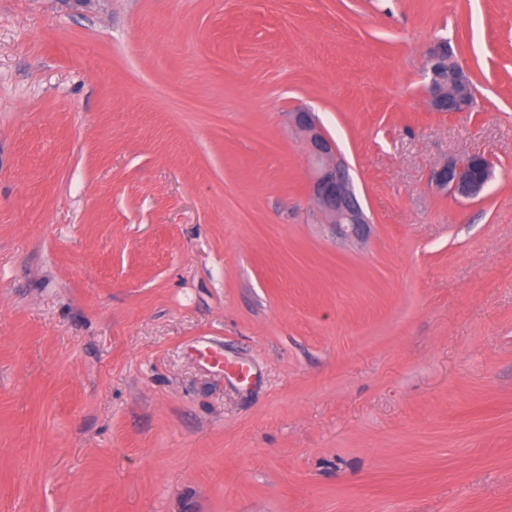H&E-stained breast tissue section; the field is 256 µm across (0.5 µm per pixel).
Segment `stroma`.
Segmentation results:
<instances>
[{
  "instance_id": "obj_1",
  "label": "stroma",
  "mask_w": 512,
  "mask_h": 512,
  "mask_svg": "<svg viewBox=\"0 0 512 512\" xmlns=\"http://www.w3.org/2000/svg\"><path fill=\"white\" fill-rule=\"evenodd\" d=\"M0 512H512V0H0ZM444 54L435 45L429 53L428 97L430 105L437 112H466L470 107L469 80L465 72L454 71L460 65L453 59L448 62V71L443 72ZM293 126L301 133L311 163L309 194L324 223L343 239H362L371 221L366 215L349 175L338 157L335 143L323 132L314 114L306 109L291 112ZM494 162L488 155L473 153L449 158L432 175L439 193L454 198L477 197L492 179Z\"/></svg>"
}]
</instances>
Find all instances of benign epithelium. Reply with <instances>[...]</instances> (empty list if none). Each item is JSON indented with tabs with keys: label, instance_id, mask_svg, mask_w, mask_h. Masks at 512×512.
Wrapping results in <instances>:
<instances>
[{
	"label": "benign epithelium",
	"instance_id": "benign-epithelium-1",
	"mask_svg": "<svg viewBox=\"0 0 512 512\" xmlns=\"http://www.w3.org/2000/svg\"><path fill=\"white\" fill-rule=\"evenodd\" d=\"M444 54L438 47L429 53L428 97L436 112H466L470 107L469 80L463 72H443ZM293 126L301 133L311 163L309 194L324 223L343 239H361L371 221L366 215L349 175L338 157L335 143L323 132L314 113L298 109L291 113ZM491 157L473 153L452 157L432 175L436 190L454 198L478 196L492 179Z\"/></svg>",
	"mask_w": 512,
	"mask_h": 512
}]
</instances>
